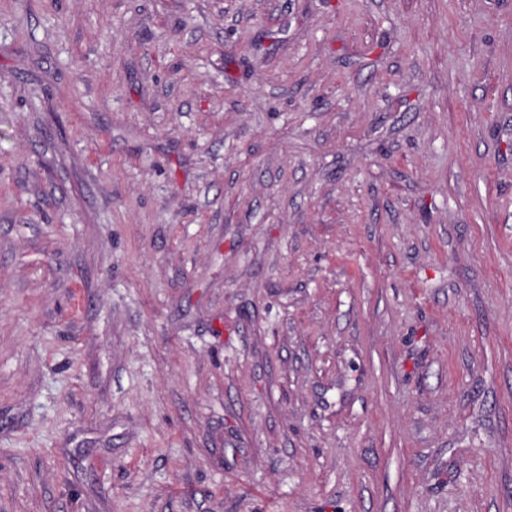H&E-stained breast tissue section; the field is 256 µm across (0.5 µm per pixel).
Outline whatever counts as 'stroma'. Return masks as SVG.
I'll return each instance as SVG.
<instances>
[{
  "instance_id": "obj_1",
  "label": "stroma",
  "mask_w": 512,
  "mask_h": 512,
  "mask_svg": "<svg viewBox=\"0 0 512 512\" xmlns=\"http://www.w3.org/2000/svg\"><path fill=\"white\" fill-rule=\"evenodd\" d=\"M0 512H512V0H0Z\"/></svg>"
}]
</instances>
